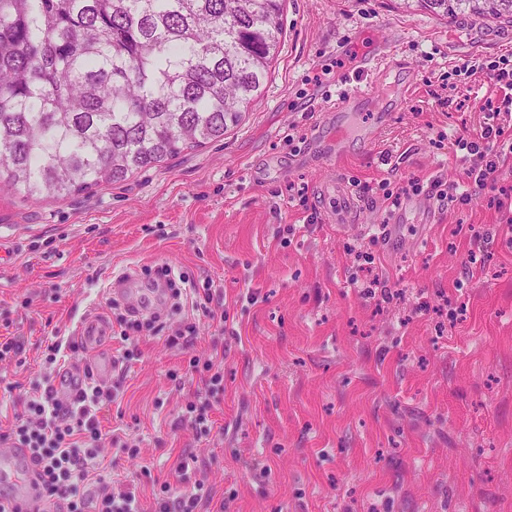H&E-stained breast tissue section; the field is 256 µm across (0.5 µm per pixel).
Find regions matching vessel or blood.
Instances as JSON below:
<instances>
[{"label": "vessel or blood", "mask_w": 512, "mask_h": 512, "mask_svg": "<svg viewBox=\"0 0 512 512\" xmlns=\"http://www.w3.org/2000/svg\"><path fill=\"white\" fill-rule=\"evenodd\" d=\"M357 68L349 73L347 88L334 96L328 90L317 93L300 104L303 112L319 107L336 115L335 123L325 125L311 145L325 159L346 153L350 136H357L365 144L375 141L380 130L394 113L406 107L408 84L389 85L394 67L393 56L386 41L361 40L346 47ZM323 210L328 223L348 224L359 216L362 202L344 182L331 178L319 186ZM106 325L103 317L94 312L84 314L76 323L74 332L84 344L93 362L91 366L69 363L62 367L53 386L59 398L74 395L78 385L85 382V371H92L98 380H107L114 369L111 355L99 353L98 347ZM63 502L51 499L43 489L35 467L22 448L0 445V512H65Z\"/></svg>", "instance_id": "vessel-or-blood-1"}]
</instances>
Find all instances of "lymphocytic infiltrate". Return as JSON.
Instances as JSON below:
<instances>
[{
    "instance_id": "lymphocytic-infiltrate-1",
    "label": "lymphocytic infiltrate",
    "mask_w": 512,
    "mask_h": 512,
    "mask_svg": "<svg viewBox=\"0 0 512 512\" xmlns=\"http://www.w3.org/2000/svg\"><path fill=\"white\" fill-rule=\"evenodd\" d=\"M462 68L471 74L485 73L498 92L496 99L486 103L480 129L463 130L452 142L453 147L463 153L466 164L463 182L435 179L426 184L420 177L413 176L396 183L383 179L374 187L367 183L361 185V192L369 196L372 203L396 209L404 199L426 188L439 199H456L467 205L476 200L480 192L496 189L500 192L499 210L512 209V190L497 186L498 174L512 167V57L503 55L490 63L478 58L464 62ZM350 254L365 275L361 283L365 298L378 307L395 301L405 302V291L382 287L374 275L372 252L355 246ZM155 273L165 280L174 308H181L188 300L203 316L223 321L222 309L202 306L198 300L200 290L188 275L174 274L165 265L157 267ZM117 324L121 340H130L132 335L146 330L155 334L163 331L169 347L187 351L188 372H202L204 383L203 391L197 392L195 401L188 405L191 425L197 433L210 434L214 423L209 412L213 399L224 392V370L220 362L212 361L202 367L196 357L190 356L193 324L169 330L161 317L134 316L127 312H119ZM113 400L111 387L95 382L67 401L55 398L52 385H34L16 402L11 423L0 429V442L29 449L48 496L64 499L68 504L67 512H200L202 495L192 491L175 494L167 482L153 484L151 501L147 504L143 503L135 485L104 482L102 449L113 448L120 456L132 459L141 454L138 445L123 440L101 424L99 414Z\"/></svg>"
}]
</instances>
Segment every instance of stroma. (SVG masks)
I'll return each mask as SVG.
<instances>
[{
    "label": "stroma",
    "mask_w": 512,
    "mask_h": 512,
    "mask_svg": "<svg viewBox=\"0 0 512 512\" xmlns=\"http://www.w3.org/2000/svg\"><path fill=\"white\" fill-rule=\"evenodd\" d=\"M368 33L391 39L414 92L372 144L323 162L304 138L320 115L295 106L315 74L337 88L340 48ZM452 39L492 60L512 53V23L402 0H287L262 94L223 140L66 199L0 189V324L26 339L24 365H0V427L7 384L40 380L42 344L88 309L109 316L113 278L134 270L141 288L145 268L165 264L224 306L220 324L186 308L168 318L195 323L200 361L223 355L224 393L197 435L185 407L200 380L163 336L140 335L104 423L142 455L109 479L149 489L190 451L200 465L185 488L203 484L224 512H512V219L485 194L432 199L431 224L389 223L375 204L360 223L329 224L316 191L333 177L461 181L447 142L480 126L493 87L456 73ZM356 245L386 287L447 306L375 308L352 284Z\"/></svg>",
    "instance_id": "stroma-1"
}]
</instances>
